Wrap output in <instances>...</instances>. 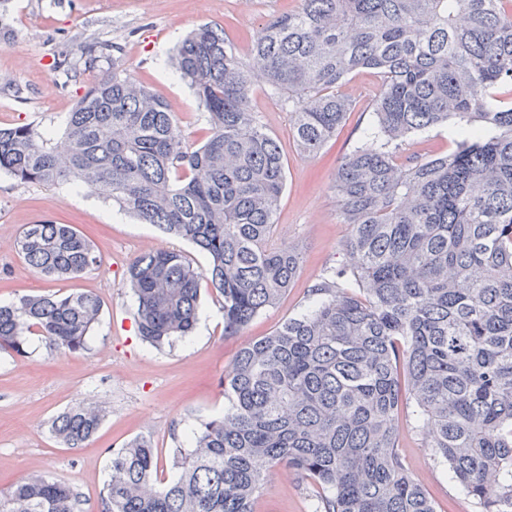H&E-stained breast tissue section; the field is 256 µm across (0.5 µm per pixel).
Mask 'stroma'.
<instances>
[{
    "instance_id": "stroma-1",
    "label": "stroma",
    "mask_w": 512,
    "mask_h": 512,
    "mask_svg": "<svg viewBox=\"0 0 512 512\" xmlns=\"http://www.w3.org/2000/svg\"><path fill=\"white\" fill-rule=\"evenodd\" d=\"M294 0H15L14 34L0 45V126L30 125L62 136L66 118L98 74L66 78L53 63L77 42L95 39L121 48L125 73L163 97L185 138L203 143L207 114L189 85L168 64L172 48L189 31L209 23L223 27L241 56L252 36ZM377 86L367 70L355 73L344 90L354 101L336 136L311 156L297 152L291 115L279 101L255 86L250 99L261 123L280 142L287 179L276 216L277 240L295 248L301 270L288 292L239 334L224 333L223 299L202 286L199 315L190 336L156 348L137 332L136 302L125 274L141 252L174 249L196 266L208 263L192 244L161 233L117 211L111 202L67 184H25L0 174V303L25 294L88 291L102 302L99 324L80 354L50 350L29 337L26 356L0 354V489L30 474L47 473L71 482L83 512H99L100 491L113 450L142 437L155 449L159 479H171L172 457L185 436L229 406L222 381L239 348L268 335L303 313L309 290L339 267L343 224L331 189L336 168L363 138ZM455 148L447 128L410 136L399 163L431 158ZM71 224L94 242L101 264L80 278L57 281L33 272L15 241L28 224ZM83 399L97 401L104 414L100 430L80 448L62 447L48 431L49 421ZM398 446L437 512H478L476 505L436 464L420 431L398 422ZM323 492L297 472L279 470L260 490L255 512H315Z\"/></svg>"
}]
</instances>
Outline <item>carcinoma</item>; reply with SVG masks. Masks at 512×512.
I'll list each match as a JSON object with an SVG mask.
<instances>
[{"label":"carcinoma","instance_id":"carcinoma-1","mask_svg":"<svg viewBox=\"0 0 512 512\" xmlns=\"http://www.w3.org/2000/svg\"><path fill=\"white\" fill-rule=\"evenodd\" d=\"M13 0H0V43ZM120 47L81 42L57 68H91ZM207 113L188 144L167 101L112 63L69 113L63 140L30 126L0 128V173L23 183L72 182L209 257L136 256L126 281L140 338L189 335L200 286L224 299V334H239L291 287L301 256L275 238L284 154L249 105L254 78L291 109L297 149L316 154L353 100L348 76L378 79L364 142L332 189L347 263L310 289L312 304L236 354L224 376L231 407L176 450L168 482L151 443L112 456L100 512H254L278 468L324 492L320 512H436L398 451L402 410L434 460L481 512H512V0H296L263 25L248 58L204 24L169 57ZM443 124L453 152L405 169L406 138ZM18 251L35 272L71 280L100 255L70 224H29ZM102 305L88 292L24 295L0 304V350L27 338L88 350ZM90 402L58 414L66 448L92 438ZM77 489L33 474L0 490V512H79Z\"/></svg>","mask_w":512,"mask_h":512}]
</instances>
